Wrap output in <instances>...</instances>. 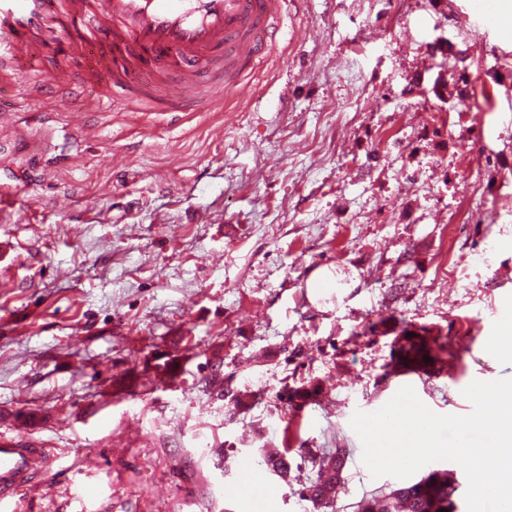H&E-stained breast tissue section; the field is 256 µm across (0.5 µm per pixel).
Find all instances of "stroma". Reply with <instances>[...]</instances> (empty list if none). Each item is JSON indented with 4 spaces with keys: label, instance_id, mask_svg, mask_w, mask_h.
Returning <instances> with one entry per match:
<instances>
[{
    "label": "stroma",
    "instance_id": "35a3bbf8",
    "mask_svg": "<svg viewBox=\"0 0 512 512\" xmlns=\"http://www.w3.org/2000/svg\"><path fill=\"white\" fill-rule=\"evenodd\" d=\"M58 61L0 81V435L55 456L5 512H313L309 459L333 448L336 512H353L398 484L350 426L399 389L392 313L458 351L414 383L432 411L469 414L464 388L512 378L494 349L512 308L511 18L288 0L276 51L220 112H136L118 87L103 111L61 112L25 92ZM323 269L333 284L313 287ZM245 460L269 498L231 495Z\"/></svg>",
    "mask_w": 512,
    "mask_h": 512
}]
</instances>
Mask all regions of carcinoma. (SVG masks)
I'll return each mask as SVG.
<instances>
[{
	"label": "carcinoma",
	"instance_id": "1",
	"mask_svg": "<svg viewBox=\"0 0 512 512\" xmlns=\"http://www.w3.org/2000/svg\"><path fill=\"white\" fill-rule=\"evenodd\" d=\"M443 364L457 358V350L448 337L440 334L430 339H421L401 348L400 364L406 368L426 364L424 357ZM346 450L337 448L320 457H311L310 463L316 469L314 479L305 488V497L316 512L334 509L336 498L342 487L339 471L344 467ZM266 469L282 478L288 476L290 463L286 455L266 454L263 456ZM457 488L449 483V472L432 470L418 481L390 489L388 492L371 493L361 498L354 506V512H457L455 506Z\"/></svg>",
	"mask_w": 512,
	"mask_h": 512
}]
</instances>
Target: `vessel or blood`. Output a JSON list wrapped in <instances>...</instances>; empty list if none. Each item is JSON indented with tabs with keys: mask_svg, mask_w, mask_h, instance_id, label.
Returning <instances> with one entry per match:
<instances>
[{
	"mask_svg": "<svg viewBox=\"0 0 512 512\" xmlns=\"http://www.w3.org/2000/svg\"><path fill=\"white\" fill-rule=\"evenodd\" d=\"M286 0H0V65L32 59L51 46L96 49L83 71L59 64L51 86L61 100L109 86L124 88L144 112H198L220 106L277 44L275 21ZM498 0H470L475 26L492 22ZM177 95H169L170 81ZM44 449L0 436V507L44 471ZM262 485L239 466L233 492L252 499Z\"/></svg>",
	"mask_w": 512,
	"mask_h": 512,
	"instance_id": "1",
	"label": "vessel or blood"
}]
</instances>
